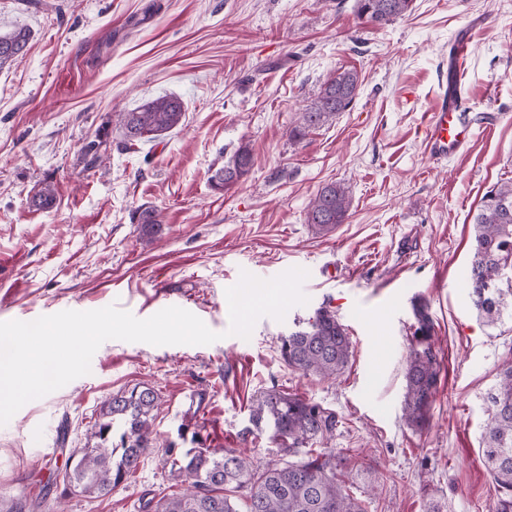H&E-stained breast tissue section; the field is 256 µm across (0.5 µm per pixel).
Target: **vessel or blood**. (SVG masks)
Segmentation results:
<instances>
[{"instance_id": "vessel-or-blood-1", "label": "vessel or blood", "mask_w": 512, "mask_h": 512, "mask_svg": "<svg viewBox=\"0 0 512 512\" xmlns=\"http://www.w3.org/2000/svg\"><path fill=\"white\" fill-rule=\"evenodd\" d=\"M472 42L468 31L456 38L449 54L448 90L439 95L435 108L428 114L427 149L437 160L457 155L473 132L467 83Z\"/></svg>"}]
</instances>
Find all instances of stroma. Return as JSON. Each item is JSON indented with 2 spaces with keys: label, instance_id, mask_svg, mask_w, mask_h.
I'll return each mask as SVG.
<instances>
[{
  "label": "stroma",
  "instance_id": "obj_1",
  "mask_svg": "<svg viewBox=\"0 0 512 512\" xmlns=\"http://www.w3.org/2000/svg\"><path fill=\"white\" fill-rule=\"evenodd\" d=\"M16 27L32 38L0 71V322L112 304L145 319L177 306L222 338L104 342L89 374L0 426V512H143L178 490L162 463L168 442L283 464L270 428L251 422L273 389L335 412L336 473L364 512H492L484 397L512 358V321L482 323L466 272L480 199L512 179V0H413L382 28L359 18L357 0H0V31ZM468 28L476 123L460 157L438 162L422 116ZM344 69L360 78L352 109L290 140L299 112ZM168 93L185 103L179 129L84 170L87 139H120L114 107ZM242 145L249 173L215 192L211 176ZM334 181L349 191V217L318 236L307 206ZM46 182L56 204L34 210ZM141 206L162 210L160 241L132 223ZM294 267L309 272L307 304L260 318L250 339L228 335L225 290L241 271L270 279ZM419 302L440 373L416 431L402 405ZM323 305L352 341L333 379L303 375L279 351L293 322ZM143 382L161 395L158 448L110 494L60 499L102 402Z\"/></svg>",
  "mask_w": 512,
  "mask_h": 512
}]
</instances>
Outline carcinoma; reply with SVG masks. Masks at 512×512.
Returning a JSON list of instances; mask_svg holds the SVG:
<instances>
[{
    "mask_svg": "<svg viewBox=\"0 0 512 512\" xmlns=\"http://www.w3.org/2000/svg\"><path fill=\"white\" fill-rule=\"evenodd\" d=\"M413 0H357L362 18L382 28L412 10ZM31 32L17 27L0 33V70L29 48ZM359 75L343 70L326 79L311 104L299 113L290 131L295 142L328 123L353 104ZM183 100L165 94L133 108L114 113L123 147L155 142L177 130L185 120ZM109 142L100 136L87 141L82 159L88 169L104 163ZM248 147H239L226 165L211 177L213 189L224 191L239 182L251 167ZM56 203L53 184H45L31 198V205L48 210ZM351 206L347 188L339 182L322 187L310 201L306 223L321 236L345 222ZM143 239L151 243L162 235L163 217L153 207H140L133 216ZM486 281L506 287L495 295L482 293ZM468 287L482 321L497 326L512 319V181L487 191L472 219V255L467 269ZM417 328L407 351L403 419L414 428L425 425L437 390L439 369L431 343L433 322L423 305L414 306ZM284 362L305 375L339 374L351 353V340L335 311L319 307L306 326L281 339ZM488 417L482 434V450L496 485L493 512H512V360L504 362L488 390ZM160 405L154 388L142 384L105 400L87 445L68 458L63 485L75 493L105 496L127 481L141 458L154 447L151 437L153 412ZM259 426L273 425V439L288 455L304 456L285 466L258 468L246 456L222 448H201L194 454L165 451L164 466L181 490L157 502L148 500L147 512H239L224 491L231 487L246 492L245 512H364L336 476V454L302 451L313 440L330 439L337 426L336 413L298 396L272 390L261 394L252 409Z\"/></svg>",
    "mask_w": 512,
    "mask_h": 512,
    "instance_id": "obj_1",
    "label": "carcinoma"
}]
</instances>
